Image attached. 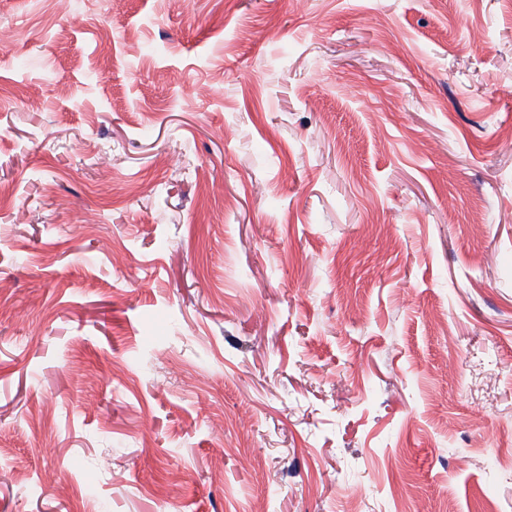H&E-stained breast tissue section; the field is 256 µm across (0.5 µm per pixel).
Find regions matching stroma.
I'll list each match as a JSON object with an SVG mask.
<instances>
[{
	"label": "stroma",
	"instance_id": "obj_1",
	"mask_svg": "<svg viewBox=\"0 0 512 512\" xmlns=\"http://www.w3.org/2000/svg\"><path fill=\"white\" fill-rule=\"evenodd\" d=\"M1 30L0 512H512V0Z\"/></svg>",
	"mask_w": 512,
	"mask_h": 512
}]
</instances>
